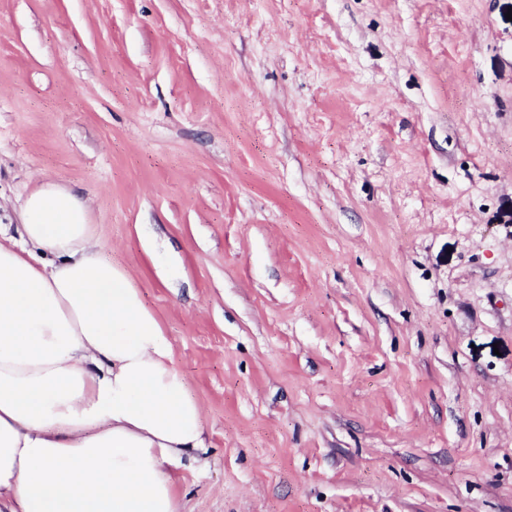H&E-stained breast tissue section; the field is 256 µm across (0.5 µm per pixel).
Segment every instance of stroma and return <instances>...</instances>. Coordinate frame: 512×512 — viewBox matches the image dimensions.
Here are the masks:
<instances>
[{"mask_svg": "<svg viewBox=\"0 0 512 512\" xmlns=\"http://www.w3.org/2000/svg\"><path fill=\"white\" fill-rule=\"evenodd\" d=\"M512 0H0V225L90 206L207 419L181 512H512Z\"/></svg>", "mask_w": 512, "mask_h": 512, "instance_id": "stroma-1", "label": "stroma"}]
</instances>
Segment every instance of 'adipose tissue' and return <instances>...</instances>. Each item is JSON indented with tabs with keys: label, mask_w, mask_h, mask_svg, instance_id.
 Returning a JSON list of instances; mask_svg holds the SVG:
<instances>
[{
	"label": "adipose tissue",
	"mask_w": 512,
	"mask_h": 512,
	"mask_svg": "<svg viewBox=\"0 0 512 512\" xmlns=\"http://www.w3.org/2000/svg\"><path fill=\"white\" fill-rule=\"evenodd\" d=\"M0 238V512H180L205 446L164 328L104 258L87 200L46 182Z\"/></svg>",
	"instance_id": "1"
}]
</instances>
